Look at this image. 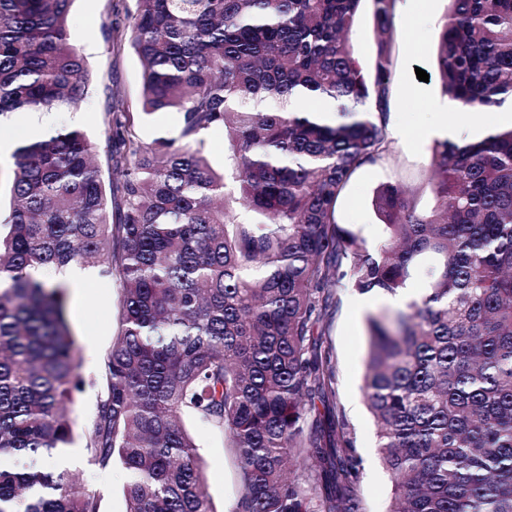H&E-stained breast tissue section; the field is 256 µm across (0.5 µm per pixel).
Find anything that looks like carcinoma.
Listing matches in <instances>:
<instances>
[{
  "label": "carcinoma",
  "instance_id": "carcinoma-1",
  "mask_svg": "<svg viewBox=\"0 0 512 512\" xmlns=\"http://www.w3.org/2000/svg\"><path fill=\"white\" fill-rule=\"evenodd\" d=\"M74 0H0V118L67 112L91 72ZM363 0H135L128 31L142 111L175 112L176 138L140 139L107 97L108 171L79 126L21 142L0 224V512H100L47 471L73 443L79 349L68 266L120 288L102 395L83 431L102 469L125 471L126 512H214L192 416L224 433L233 512H366L362 460L322 349L346 275L403 309L366 319L363 395L393 494L388 512H512V127L435 143V204L378 190L384 240L338 222L354 174L389 151L397 0H369L365 72L348 40ZM435 73L459 111L512 100V0H448ZM224 128V168L204 135ZM251 212L243 220L237 207Z\"/></svg>",
  "mask_w": 512,
  "mask_h": 512
}]
</instances>
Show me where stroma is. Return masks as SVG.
Here are the masks:
<instances>
[{"label": "stroma", "instance_id": "obj_1", "mask_svg": "<svg viewBox=\"0 0 512 512\" xmlns=\"http://www.w3.org/2000/svg\"><path fill=\"white\" fill-rule=\"evenodd\" d=\"M447 11L448 0H419L413 32H405L402 20L393 22L390 114L404 125H418L429 101L441 96L437 80L420 81L416 72H433ZM70 18L80 34L78 47L89 63L93 82L90 96L72 111L56 113L55 123L80 126L101 143L108 128L106 99L110 89L121 90L128 111H139L141 64L129 45L117 49L105 42L103 27L124 22L123 14L111 12L109 0H74ZM433 147L430 139L411 143L391 139L389 155L374 168L357 171L353 176L338 204L340 223L353 226L368 247H375L384 236V225L372 200L381 186L399 181L417 190L420 210L431 209L435 198L428 176ZM119 294L115 282L98 276L84 300L72 298L67 303V321L80 346L77 373L84 381L74 394L75 417L81 427L93 417L100 400L101 390L93 377L116 334L114 313ZM357 296L354 289L343 291L330 331L321 342L323 348L332 350L336 360L337 398L354 430L356 451L363 461L360 489L368 512H386L391 481L380 465L375 426L361 390L368 355V312L354 308ZM186 426L199 443L198 452L216 512H232L240 488L223 434L193 418L187 419ZM63 458L73 478L99 497L101 512H125L120 467L100 470L78 440L65 449Z\"/></svg>", "mask_w": 512, "mask_h": 512}]
</instances>
